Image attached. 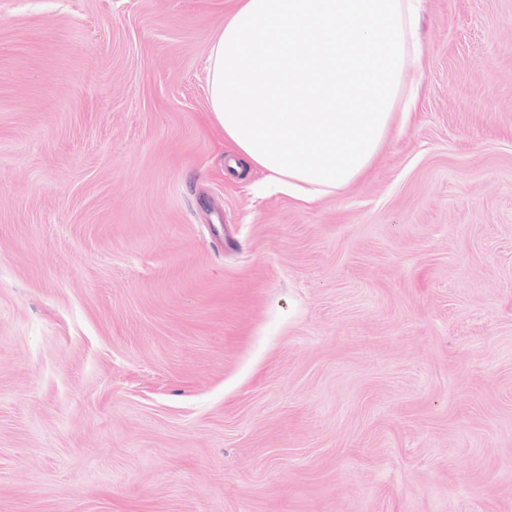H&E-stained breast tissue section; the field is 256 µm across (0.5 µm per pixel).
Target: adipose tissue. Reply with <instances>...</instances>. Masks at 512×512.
I'll return each mask as SVG.
<instances>
[{"instance_id":"obj_1","label":"adipose tissue","mask_w":512,"mask_h":512,"mask_svg":"<svg viewBox=\"0 0 512 512\" xmlns=\"http://www.w3.org/2000/svg\"><path fill=\"white\" fill-rule=\"evenodd\" d=\"M425 0H239L208 54L238 164L307 203L362 176L416 105Z\"/></svg>"}]
</instances>
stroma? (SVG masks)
I'll list each match as a JSON object with an SVG mask.
<instances>
[{
	"label": "stroma",
	"instance_id": "1",
	"mask_svg": "<svg viewBox=\"0 0 512 512\" xmlns=\"http://www.w3.org/2000/svg\"><path fill=\"white\" fill-rule=\"evenodd\" d=\"M237 0H0V512H512V0L304 204L208 120Z\"/></svg>",
	"mask_w": 512,
	"mask_h": 512
}]
</instances>
